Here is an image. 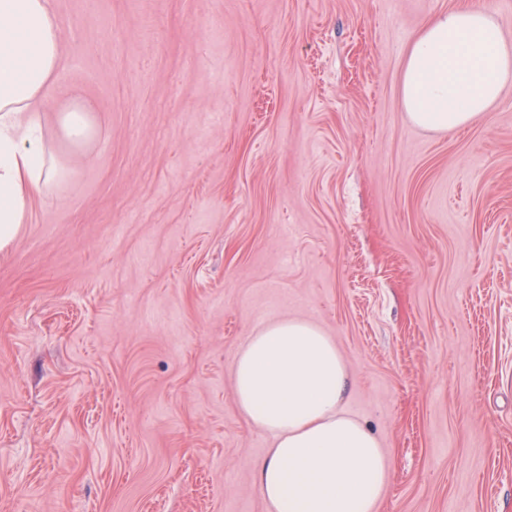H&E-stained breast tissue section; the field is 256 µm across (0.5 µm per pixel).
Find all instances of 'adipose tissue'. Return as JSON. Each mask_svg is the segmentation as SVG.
<instances>
[{"label":"adipose tissue","instance_id":"ef3b65f1","mask_svg":"<svg viewBox=\"0 0 512 512\" xmlns=\"http://www.w3.org/2000/svg\"><path fill=\"white\" fill-rule=\"evenodd\" d=\"M63 28L48 0H0V251L27 219L30 198L64 176L53 147L96 138L79 95L47 138L41 104L59 75ZM512 80V47L494 16L467 4L431 18L411 44L403 107L411 121L454 130L485 113ZM236 403L269 433L257 465L274 512H375L390 477L377 437L344 409L351 377L335 342L314 324L287 319L250 337L233 367Z\"/></svg>","mask_w":512,"mask_h":512}]
</instances>
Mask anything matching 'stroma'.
I'll list each match as a JSON object with an SVG mask.
<instances>
[{
	"label": "stroma",
	"mask_w": 512,
	"mask_h": 512,
	"mask_svg": "<svg viewBox=\"0 0 512 512\" xmlns=\"http://www.w3.org/2000/svg\"><path fill=\"white\" fill-rule=\"evenodd\" d=\"M46 132L97 139L0 253V512H273L231 364L333 338L376 512H512V84L413 125L406 51L457 0H51ZM90 112L78 94L72 95L55 116L57 142L71 150L87 148L97 136Z\"/></svg>",
	"instance_id": "obj_1"
}]
</instances>
